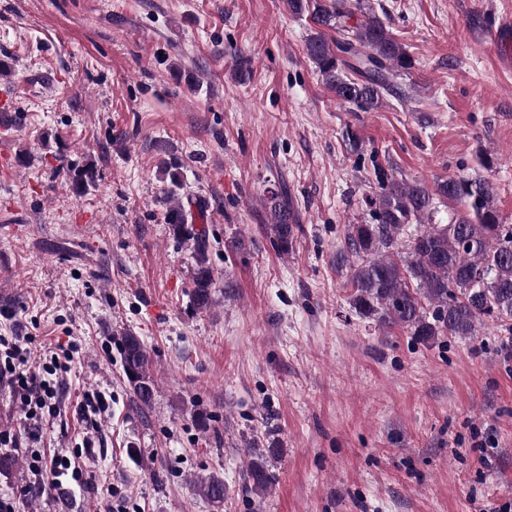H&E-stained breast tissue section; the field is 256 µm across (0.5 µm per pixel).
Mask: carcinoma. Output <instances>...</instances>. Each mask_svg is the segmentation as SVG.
I'll return each instance as SVG.
<instances>
[{"label":"carcinoma","instance_id":"1","mask_svg":"<svg viewBox=\"0 0 512 512\" xmlns=\"http://www.w3.org/2000/svg\"><path fill=\"white\" fill-rule=\"evenodd\" d=\"M291 13L310 14L320 27L308 39L306 51L336 98L368 112L387 97L402 101L407 86L398 82L411 68L385 22L367 12L354 25L353 0H287ZM336 36H330V33ZM171 205L168 224L178 237L194 241L198 257L192 300L197 309L211 303L213 271L207 258L206 230L187 227L186 210L179 201L178 168L166 169ZM378 193L369 198L371 222L349 224L346 250L336 264L349 263L351 304L360 316L381 327L398 325L423 342L443 336L471 340L486 318L512 333V225L502 223L495 206L494 188L485 181L464 178L443 180L431 191L420 182L397 181L385 170L376 173ZM468 201L470 213L450 224H426L420 234L401 243L411 220L423 221L432 213L433 194ZM275 224L270 230L283 253L292 249L294 230L288 212L274 204ZM125 377L139 405L149 406L156 387L149 354L143 342L128 335L122 341ZM271 476L258 458L248 463L246 485L256 493L268 489ZM195 494L216 512L224 506V479L216 474L193 482Z\"/></svg>","mask_w":512,"mask_h":512}]
</instances>
